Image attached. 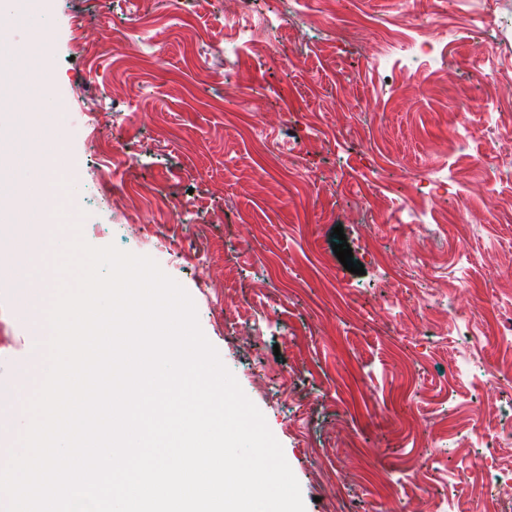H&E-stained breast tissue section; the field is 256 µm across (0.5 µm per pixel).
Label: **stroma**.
<instances>
[{
    "label": "stroma",
    "mask_w": 512,
    "mask_h": 512,
    "mask_svg": "<svg viewBox=\"0 0 512 512\" xmlns=\"http://www.w3.org/2000/svg\"><path fill=\"white\" fill-rule=\"evenodd\" d=\"M471 0H335L302 30L287 0H255L257 37L285 59L229 50L224 0H160L143 41L115 40L114 0H55L45 64L67 108L56 130L67 178L89 188L73 219L85 241L154 259L191 296L200 327L262 412L306 512H512L494 495L512 473L491 403L512 408L496 371L512 360V0L489 32L497 92L473 79L482 25ZM431 11L435 51L414 65L384 52L395 27ZM85 18L95 54L75 43ZM215 72L201 80L204 58ZM236 73L226 83L224 71ZM371 99L374 113L360 111ZM100 127L98 143L86 124ZM133 148L116 190L142 197L125 218L94 192L114 140ZM447 179L441 222L412 223L411 179ZM199 233L202 269L159 239L163 199ZM343 227L364 274L332 249ZM222 294L197 286L203 272ZM0 391L26 355V331L0 292ZM476 362L462 374L458 349Z\"/></svg>",
    "instance_id": "stroma-1"
}]
</instances>
